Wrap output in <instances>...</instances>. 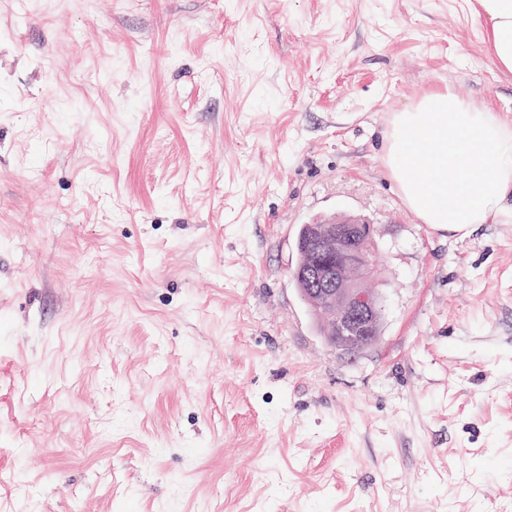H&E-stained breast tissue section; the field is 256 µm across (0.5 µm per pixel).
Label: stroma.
Segmentation results:
<instances>
[{"label": "stroma", "mask_w": 512, "mask_h": 512, "mask_svg": "<svg viewBox=\"0 0 512 512\" xmlns=\"http://www.w3.org/2000/svg\"><path fill=\"white\" fill-rule=\"evenodd\" d=\"M443 89L512 127L478 0H0V512H512V220L382 160ZM337 213L355 354L290 275ZM316 224L307 244L311 224L299 227L291 276L296 288H305L299 273L307 249L306 298L337 347L355 353L377 339L381 300L377 289L370 286L376 229L354 215H332Z\"/></svg>", "instance_id": "35a3bbf8"}]
</instances>
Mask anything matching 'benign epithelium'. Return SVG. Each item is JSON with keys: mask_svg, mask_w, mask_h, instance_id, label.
<instances>
[{"mask_svg": "<svg viewBox=\"0 0 512 512\" xmlns=\"http://www.w3.org/2000/svg\"><path fill=\"white\" fill-rule=\"evenodd\" d=\"M375 234V226L360 216L332 215L318 222L306 244V298L347 353L377 339L381 300L370 286Z\"/></svg>", "mask_w": 512, "mask_h": 512, "instance_id": "benign-epithelium-1", "label": "benign epithelium"}]
</instances>
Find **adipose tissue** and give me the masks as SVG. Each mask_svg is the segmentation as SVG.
I'll return each instance as SVG.
<instances>
[{
    "label": "adipose tissue",
    "instance_id": "ef3b65f1",
    "mask_svg": "<svg viewBox=\"0 0 512 512\" xmlns=\"http://www.w3.org/2000/svg\"><path fill=\"white\" fill-rule=\"evenodd\" d=\"M498 67L512 73V0H479ZM384 165L404 203L422 223L451 232L507 216L512 196V130L493 110L473 111L436 91L396 113Z\"/></svg>",
    "mask_w": 512,
    "mask_h": 512
}]
</instances>
